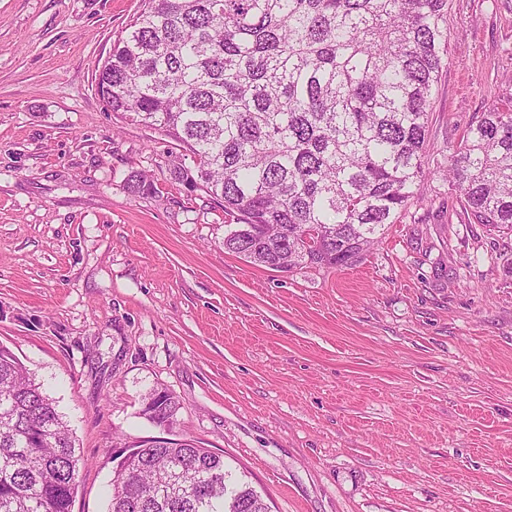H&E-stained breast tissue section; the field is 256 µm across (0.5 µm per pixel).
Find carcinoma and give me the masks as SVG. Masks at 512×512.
I'll list each match as a JSON object with an SVG mask.
<instances>
[{"instance_id": "cac0c4a2", "label": "carcinoma", "mask_w": 512, "mask_h": 512, "mask_svg": "<svg viewBox=\"0 0 512 512\" xmlns=\"http://www.w3.org/2000/svg\"><path fill=\"white\" fill-rule=\"evenodd\" d=\"M448 68V0H140L96 74L107 111L184 154L170 174L230 221L224 250L268 269L347 267L435 173L469 223L512 240V97L428 168L430 104ZM133 195L153 186L139 172ZM156 388L142 415L173 425ZM107 512H268L192 442L130 448ZM81 457L55 400L0 346V512H72Z\"/></svg>"}]
</instances>
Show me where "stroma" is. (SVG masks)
I'll return each instance as SVG.
<instances>
[{
    "instance_id": "stroma-1",
    "label": "stroma",
    "mask_w": 512,
    "mask_h": 512,
    "mask_svg": "<svg viewBox=\"0 0 512 512\" xmlns=\"http://www.w3.org/2000/svg\"><path fill=\"white\" fill-rule=\"evenodd\" d=\"M139 0H0V345L56 400L106 512L125 448L223 453L270 512H512V253L441 176L359 264L280 273L118 122L95 74ZM512 95V0H448L426 153ZM145 172L146 195L125 188ZM173 392L171 428L142 415Z\"/></svg>"
}]
</instances>
